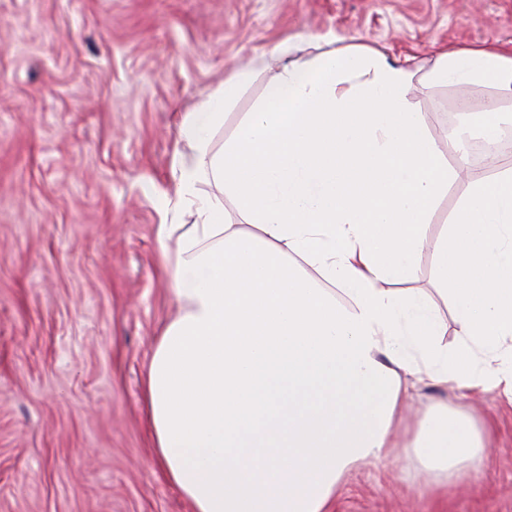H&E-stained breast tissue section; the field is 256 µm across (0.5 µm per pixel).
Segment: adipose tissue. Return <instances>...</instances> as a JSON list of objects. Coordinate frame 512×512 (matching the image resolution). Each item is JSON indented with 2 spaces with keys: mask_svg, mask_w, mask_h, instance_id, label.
<instances>
[{
  "mask_svg": "<svg viewBox=\"0 0 512 512\" xmlns=\"http://www.w3.org/2000/svg\"><path fill=\"white\" fill-rule=\"evenodd\" d=\"M290 53L278 47L263 99L221 151L211 134L234 83L180 126L191 153L174 193L192 222L164 251L179 312L144 393L158 460L193 512H333L346 470L400 445L443 490L480 473L490 435L437 402L401 441L408 377L512 389V166L474 182L428 236L459 172L407 98L411 65L357 42L306 66ZM434 76L512 92V46L447 51ZM427 252L452 346L427 293L388 287Z\"/></svg>",
  "mask_w": 512,
  "mask_h": 512,
  "instance_id": "obj_1",
  "label": "adipose tissue"
}]
</instances>
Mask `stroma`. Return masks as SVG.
Masks as SVG:
<instances>
[{"label":"stroma","instance_id":"obj_1","mask_svg":"<svg viewBox=\"0 0 512 512\" xmlns=\"http://www.w3.org/2000/svg\"><path fill=\"white\" fill-rule=\"evenodd\" d=\"M414 60L407 97L456 166V127L512 92L426 79L441 52L512 41V0H0V512H191L163 475L143 381L178 313L160 232L190 223L173 167L186 113L250 73L212 133L220 150L260 100L289 41L304 65L349 38ZM448 186L428 235L472 181ZM447 401L496 450L476 483L431 493L404 449L356 464L334 512H512V403Z\"/></svg>","mask_w":512,"mask_h":512}]
</instances>
